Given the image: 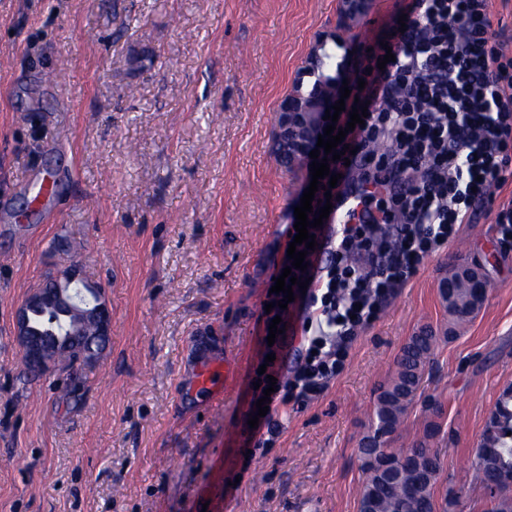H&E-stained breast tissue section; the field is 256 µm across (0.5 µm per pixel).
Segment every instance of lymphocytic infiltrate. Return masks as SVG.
I'll list each match as a JSON object with an SVG mask.
<instances>
[{
    "instance_id": "lymphocytic-infiltrate-1",
    "label": "lymphocytic infiltrate",
    "mask_w": 512,
    "mask_h": 512,
    "mask_svg": "<svg viewBox=\"0 0 512 512\" xmlns=\"http://www.w3.org/2000/svg\"><path fill=\"white\" fill-rule=\"evenodd\" d=\"M406 30L385 35L383 45L363 52L357 66L335 77L321 109L360 101L368 115L345 141L350 160L330 162L339 180L331 192L361 190L358 220L315 231L307 281L287 310L266 294L272 315L301 318L303 357L285 374L281 343L258 382L253 399L274 383L269 412L250 434L256 446L275 436L279 408L322 396L346 367L359 333L377 319L399 288L425 261L456 239L477 210L493 211L512 236V213L495 211V189L512 166V56L495 40L488 0H412ZM395 59L384 62L386 52ZM351 95L342 98L341 87ZM341 112L337 125L350 116Z\"/></svg>"
}]
</instances>
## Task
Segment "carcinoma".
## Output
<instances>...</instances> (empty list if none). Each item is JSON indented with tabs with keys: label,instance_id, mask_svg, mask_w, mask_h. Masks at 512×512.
I'll return each mask as SVG.
<instances>
[{
	"label": "carcinoma",
	"instance_id": "1",
	"mask_svg": "<svg viewBox=\"0 0 512 512\" xmlns=\"http://www.w3.org/2000/svg\"><path fill=\"white\" fill-rule=\"evenodd\" d=\"M456 273L439 288L442 302L448 305L453 324L467 323L482 306L473 289L455 283ZM453 288H448V285ZM93 308L62 316L53 307L38 306L30 313L31 326L39 340L53 348L54 361L72 368L91 359L107 347L109 337L94 335ZM439 340L429 326L420 328L403 347L396 368L381 387L368 414L360 439L365 480L360 493L359 512H437L436 485L441 462L434 448L445 436L444 409L440 404L423 406L424 422L405 448L393 447L405 430V417L419 390L431 355ZM477 484L501 488V496L487 512H512V388L497 399L482 440L471 461Z\"/></svg>",
	"mask_w": 512,
	"mask_h": 512
}]
</instances>
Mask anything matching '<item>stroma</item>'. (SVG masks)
<instances>
[{"mask_svg":"<svg viewBox=\"0 0 512 512\" xmlns=\"http://www.w3.org/2000/svg\"><path fill=\"white\" fill-rule=\"evenodd\" d=\"M407 3L373 0L342 30V0H0V512H358L363 425L423 325L441 338L407 425L442 403L446 510L483 512L471 460L512 387V240L484 212L242 460L268 268L303 180L276 158L279 110L312 84L322 35L341 62ZM46 176L58 194L33 205ZM74 262L105 290L109 344L31 374L15 311ZM463 264L488 293L454 330L439 288Z\"/></svg>","mask_w":512,"mask_h":512,"instance_id":"1","label":"stroma"}]
</instances>
